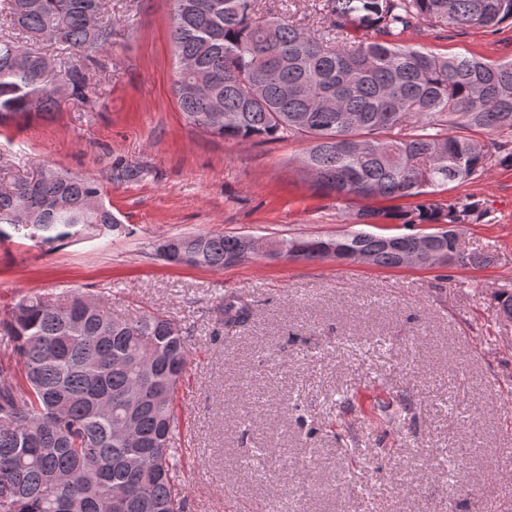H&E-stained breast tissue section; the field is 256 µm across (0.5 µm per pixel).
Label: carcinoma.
Returning a JSON list of instances; mask_svg holds the SVG:
<instances>
[{"label":"carcinoma","instance_id":"cac0c4a2","mask_svg":"<svg viewBox=\"0 0 512 512\" xmlns=\"http://www.w3.org/2000/svg\"><path fill=\"white\" fill-rule=\"evenodd\" d=\"M171 3L173 93L188 124L240 143L302 138L301 171L336 201L415 199L364 207L358 223L446 224L428 242L449 257L442 266L488 260L465 253L459 232L488 211L444 194L498 158L512 162V60L444 56L400 36L423 25L492 31L512 20V0H324L313 32L288 10L263 12L262 0ZM1 13L14 33L0 34V127L84 97L87 63L112 50L102 0H0ZM47 34L69 50L55 88L46 55L19 42ZM142 175L112 163L117 181ZM7 226L43 246L124 229L97 179L50 165L0 185V240ZM421 236L355 230L271 243L275 257L358 262L367 253L377 267L399 268ZM251 239L199 233L169 238L166 251L149 247L170 264L224 268L253 257ZM245 315L228 297L215 325ZM0 338V512H185L174 481L176 391L189 349L178 325L160 314L118 319L80 295L60 304L25 294L0 315Z\"/></svg>","mask_w":512,"mask_h":512}]
</instances>
